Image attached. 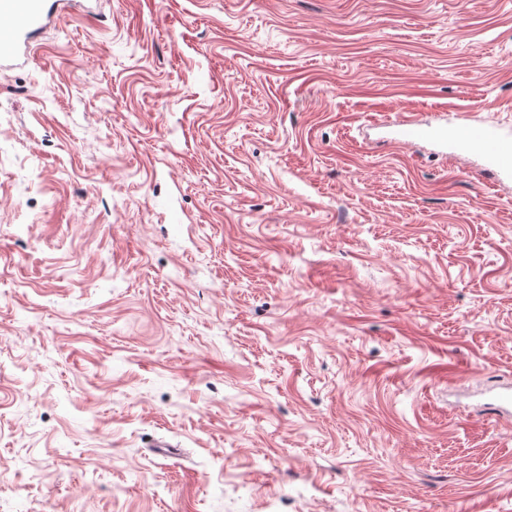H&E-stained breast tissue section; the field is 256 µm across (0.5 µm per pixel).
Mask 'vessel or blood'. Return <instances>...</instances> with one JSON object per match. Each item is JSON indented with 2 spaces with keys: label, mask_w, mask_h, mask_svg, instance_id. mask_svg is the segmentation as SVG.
<instances>
[{
  "label": "vessel or blood",
  "mask_w": 512,
  "mask_h": 512,
  "mask_svg": "<svg viewBox=\"0 0 512 512\" xmlns=\"http://www.w3.org/2000/svg\"><path fill=\"white\" fill-rule=\"evenodd\" d=\"M0 18L11 21L8 35L0 39V63L26 55L33 33L44 23L42 0H0ZM451 141L458 150L478 154L484 174L496 181L512 178V124L473 122L460 127H432L413 119L401 120L397 140L415 145L430 138Z\"/></svg>",
  "instance_id": "vessel-or-blood-1"
}]
</instances>
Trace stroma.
Returning a JSON list of instances; mask_svg holds the SVG:
<instances>
[{"label": "stroma", "instance_id": "1", "mask_svg": "<svg viewBox=\"0 0 512 512\" xmlns=\"http://www.w3.org/2000/svg\"><path fill=\"white\" fill-rule=\"evenodd\" d=\"M54 2L0 65V512H512V180L392 132L512 120V0Z\"/></svg>", "mask_w": 512, "mask_h": 512}]
</instances>
